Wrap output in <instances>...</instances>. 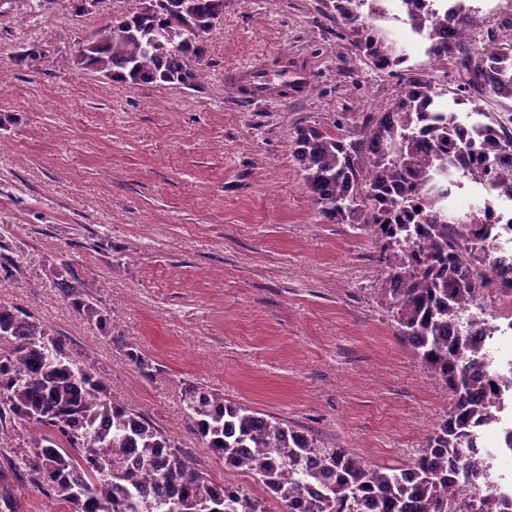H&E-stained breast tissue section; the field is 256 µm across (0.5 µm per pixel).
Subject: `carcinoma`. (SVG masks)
<instances>
[{
  "label": "carcinoma",
  "mask_w": 512,
  "mask_h": 512,
  "mask_svg": "<svg viewBox=\"0 0 512 512\" xmlns=\"http://www.w3.org/2000/svg\"><path fill=\"white\" fill-rule=\"evenodd\" d=\"M356 55L372 68L400 76V90L384 112L362 113L353 131L308 127L296 131L292 153L321 216L354 224L375 238L384 264L382 307L395 336L451 392L448 416L403 468L372 466L346 448H328L313 435L204 388L184 391L190 428L230 470L247 471L289 512L292 500L327 481L325 494L307 512H343L363 499L377 512H448V459L463 475L482 471L468 458L471 427L490 420L495 382L481 369L482 353L453 335L459 307L489 286L482 272L490 245L467 233L475 210L448 223L436 201L424 203L417 221L400 220L413 187L428 177L441 154L427 153L422 138L448 141L455 107L486 115L482 103L512 99V81L492 74L483 53L512 57V36L491 37L472 48L471 9L441 14L424 0H404L405 22L427 31L428 54L458 73L455 87L436 90L413 70L386 35L371 24L367 0H328ZM224 0H139L136 11L101 28L82 47V68L133 85L194 86L205 54L204 35L222 21ZM462 36L447 44L441 31ZM452 94L448 119L433 123L437 98ZM476 179L495 176L494 161L512 153V132L491 118L482 139L468 146ZM77 310L103 318L75 287L65 289ZM0 422L24 420L46 429L31 453L0 448V512H15L13 486L47 490L72 512H266L263 502L239 485L216 482L197 468L185 449L134 410L113 399L104 382L82 367L66 342L47 324L16 306L0 303Z\"/></svg>",
  "instance_id": "obj_1"
}]
</instances>
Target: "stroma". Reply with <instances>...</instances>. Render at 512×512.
<instances>
[{
  "instance_id": "35a3bbf8",
  "label": "stroma",
  "mask_w": 512,
  "mask_h": 512,
  "mask_svg": "<svg viewBox=\"0 0 512 512\" xmlns=\"http://www.w3.org/2000/svg\"><path fill=\"white\" fill-rule=\"evenodd\" d=\"M137 5L0 0V301L55 329L213 480L228 471L188 426L192 385L367 464L410 463L448 388L395 337L378 248L322 218L291 152L298 128L385 111L398 79L359 60L322 0H224L194 87L78 65L87 38ZM468 5L478 44L512 21V0ZM294 54L312 62L306 95L236 92L234 73ZM65 281L104 324L64 299Z\"/></svg>"
}]
</instances>
